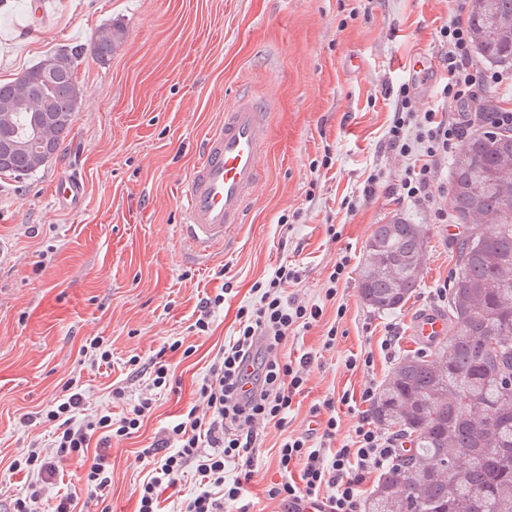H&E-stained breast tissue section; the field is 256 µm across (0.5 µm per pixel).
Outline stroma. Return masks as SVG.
Wrapping results in <instances>:
<instances>
[{
	"instance_id": "obj_1",
	"label": "stroma",
	"mask_w": 512,
	"mask_h": 512,
	"mask_svg": "<svg viewBox=\"0 0 512 512\" xmlns=\"http://www.w3.org/2000/svg\"><path fill=\"white\" fill-rule=\"evenodd\" d=\"M29 3L0 8L1 81L61 46L86 52L78 65L82 101L55 158L33 175L0 178V502L11 505L28 483L13 461L53 439L52 425L22 424L24 415L47 408L72 381L84 397L82 415L120 417L160 356L172 388L156 393L138 433L106 449L112 482L99 505L135 512L139 486L155 473L141 449L166 437L195 403L236 330L238 309L256 299L253 284L288 260L301 275L294 293L322 304L323 316L284 348L315 359L285 429L260 431L244 498L250 512H282L265 490L280 479L276 451L285 433L311 429L310 409L324 399L357 397L367 383L384 382L395 365L379 347L388 324L400 330L399 354L424 351L413 322L444 307L435 290L451 277L454 234L422 204L367 199L363 191L371 173L389 185L400 177L401 161L383 147L399 86L415 79L421 105L437 102L448 0H43L46 22L33 31ZM114 19L126 38L103 65L90 47ZM423 57L430 68L413 74ZM243 92L270 115L268 176L233 247L199 259L176 236L181 190L203 140ZM69 173L86 186L79 211L53 202L55 178ZM354 197L361 203L351 212L344 202ZM396 216L426 231L423 280L400 311L379 313L360 300L359 276L376 225ZM331 224L338 240L327 235ZM345 256L340 318L324 288ZM219 292L223 304L211 308L208 331H198L203 299ZM333 325L340 334L327 350ZM96 338L112 358L93 368L83 349ZM176 341L192 354L171 351ZM361 351L374 356L370 372L345 366ZM134 355L140 362L132 367ZM116 387L125 401L113 400Z\"/></svg>"
}]
</instances>
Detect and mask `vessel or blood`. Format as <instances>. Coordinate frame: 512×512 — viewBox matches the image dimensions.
Wrapping results in <instances>:
<instances>
[{
	"label": "vessel or blood",
	"instance_id": "1",
	"mask_svg": "<svg viewBox=\"0 0 512 512\" xmlns=\"http://www.w3.org/2000/svg\"><path fill=\"white\" fill-rule=\"evenodd\" d=\"M270 138L264 107L252 96H240L202 145L200 160L189 170L183 195L179 238L195 253L208 256L226 248L233 229L246 221L247 207L264 180L263 155ZM54 199L80 208L86 197L83 180L61 177ZM448 321L436 314L420 316L414 334L423 342L446 336Z\"/></svg>",
	"mask_w": 512,
	"mask_h": 512
}]
</instances>
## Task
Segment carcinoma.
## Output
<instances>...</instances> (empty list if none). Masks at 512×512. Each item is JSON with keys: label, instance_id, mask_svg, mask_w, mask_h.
<instances>
[{"label": "carcinoma", "instance_id": "carcinoma-1", "mask_svg": "<svg viewBox=\"0 0 512 512\" xmlns=\"http://www.w3.org/2000/svg\"><path fill=\"white\" fill-rule=\"evenodd\" d=\"M467 25L481 59L512 63V0H474ZM124 38L121 22L107 23L93 38L96 60L106 64ZM83 54L82 46L57 50L0 82L1 177L40 171L39 152L56 154L69 135ZM448 207L462 228L448 336L429 356L401 358L372 405L377 425L414 448L379 479L367 512H512V131L487 115L452 160ZM424 238L423 225L405 218L376 225L359 280L366 306L390 312L411 298Z\"/></svg>", "mask_w": 512, "mask_h": 512}]
</instances>
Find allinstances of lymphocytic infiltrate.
I'll use <instances>...</instances> for the list:
<instances>
[{"mask_svg":"<svg viewBox=\"0 0 512 512\" xmlns=\"http://www.w3.org/2000/svg\"><path fill=\"white\" fill-rule=\"evenodd\" d=\"M449 2L448 19L439 30L446 71L441 95L449 106L456 107L465 102L475 83L498 84L504 76L498 71L474 69L472 37L462 19L465 0ZM461 139V122L449 120L439 109L418 107L412 83L402 84L383 145L406 158L407 164L393 187L384 185L379 175H369L366 195L393 192L426 205L436 220H444L436 173ZM299 280L298 270L285 263L253 285L257 298L252 305L239 308L235 336L225 344L198 388L200 405L189 407L170 428L177 450L167 451L162 440L141 450V457L156 459L159 474L142 485L137 512H161V487L175 485L190 467L198 474L201 489L187 502L184 512H224L225 504L242 500L244 486L254 475L256 425H286L294 398L307 384L313 361L308 353L295 358L280 353L289 337L310 329L323 314L321 305H307L288 294V287ZM376 395L375 383H368L361 394L364 408L347 440L337 441L338 422L333 414L336 405L350 403L346 394L324 400L329 416L320 441L306 434L284 437L277 449L281 480L268 485V497L284 504L287 512H293L303 500L318 498L324 501L327 512H363L372 474L392 467L406 451L401 437L373 424L367 407ZM82 404V392L69 382L62 397L50 409L38 412L36 418L54 426L56 448L80 465L81 479L94 496L109 485L111 476L105 456L88 452L92 435L100 434L105 443L131 437L141 428L152 400L139 399L120 419L104 414L86 423L78 418ZM236 459L243 468L234 479H226V464ZM13 467L26 472L30 481L14 499L11 512H35L34 503L41 499L45 484L57 476L59 467L53 458L37 450L15 460Z\"/></svg>","mask_w":512,"mask_h":512,"instance_id":"obj_1","label":"lymphocytic infiltrate"}]
</instances>
